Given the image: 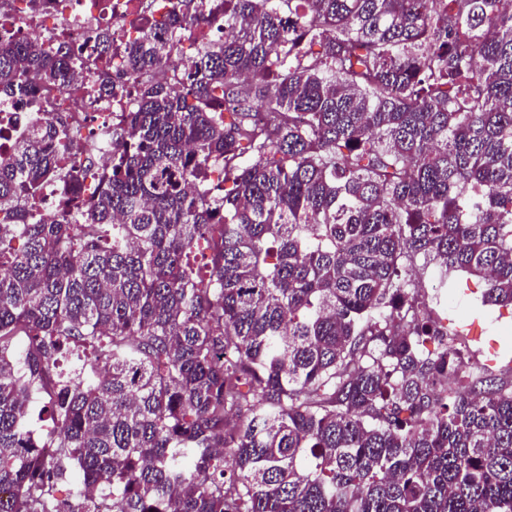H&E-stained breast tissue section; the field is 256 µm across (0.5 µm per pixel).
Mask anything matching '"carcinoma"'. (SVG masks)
<instances>
[{"mask_svg":"<svg viewBox=\"0 0 512 512\" xmlns=\"http://www.w3.org/2000/svg\"><path fill=\"white\" fill-rule=\"evenodd\" d=\"M18 2L0 112L78 70L129 95L104 172L60 116L0 155V512H512V377L413 270L512 307L504 0H137L81 43ZM62 2L60 0H43L37 11L31 13L20 12L14 19L15 27L21 34L28 36L29 34H37L39 32L44 35L46 29L60 19V9Z\"/></svg>","mask_w":512,"mask_h":512,"instance_id":"obj_1","label":"carcinoma"}]
</instances>
